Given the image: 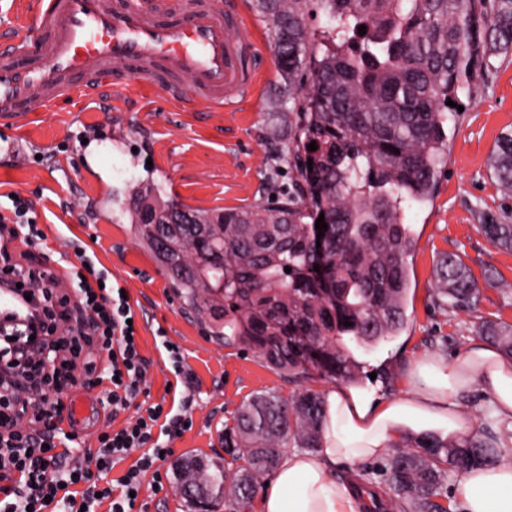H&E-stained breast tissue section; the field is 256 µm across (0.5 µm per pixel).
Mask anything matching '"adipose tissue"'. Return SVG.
Here are the masks:
<instances>
[{"mask_svg":"<svg viewBox=\"0 0 512 512\" xmlns=\"http://www.w3.org/2000/svg\"><path fill=\"white\" fill-rule=\"evenodd\" d=\"M406 390L383 402L330 391L316 451L283 456L257 501L258 512H363L367 493L358 482L338 481L335 468L381 457L403 437L462 442L481 419L461 398L474 388L490 396L486 419L505 434L502 451L488 465L454 476L453 490L465 512H512V358L473 343L455 358L427 355L406 376Z\"/></svg>","mask_w":512,"mask_h":512,"instance_id":"ef3b65f1","label":"adipose tissue"}]
</instances>
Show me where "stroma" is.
I'll return each instance as SVG.
<instances>
[{
  "mask_svg": "<svg viewBox=\"0 0 512 512\" xmlns=\"http://www.w3.org/2000/svg\"><path fill=\"white\" fill-rule=\"evenodd\" d=\"M246 3L256 28L254 63L260 79L253 96L232 111L185 112L164 97H153L145 101L144 111L154 134L118 135L94 110L86 112L84 123H69L74 103L60 100L48 114L33 117L25 133L51 148L62 171L45 169L36 158L18 166L0 152V195L16 192L33 199L39 224L62 226L67 236L92 242L101 263L142 309L140 353L148 362L152 400H159L174 380L157 330H165L181 347L198 404L192 429L172 444L174 452L163 465L167 472L191 453L224 457V423L252 396H289L307 389L325 393L343 385L312 369L277 373L255 353L206 335L184 312L166 273L137 242L130 224L112 221L127 192L143 182L158 185L167 197L191 208H234L287 197L296 171L285 147L299 114L273 115L284 80L275 65L268 23L255 0ZM456 103L461 110L448 122V157L434 194L428 202L405 206L414 237L407 324L399 336L354 351L364 371L356 389L376 399L401 393L407 371L425 354L453 358L477 339L479 323L512 324V250L493 245L481 229L493 220L512 223V201L502 196L490 168L498 137L512 131V58L479 55ZM90 197L97 213L89 218L80 203ZM448 252L462 257L480 289L479 301L465 311L438 304L436 261Z\"/></svg>",
  "mask_w": 512,
  "mask_h": 512,
  "instance_id": "1",
  "label": "stroma"
}]
</instances>
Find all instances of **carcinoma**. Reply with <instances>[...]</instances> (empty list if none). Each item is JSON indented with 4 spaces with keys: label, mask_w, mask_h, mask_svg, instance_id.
<instances>
[{
    "label": "carcinoma",
    "mask_w": 512,
    "mask_h": 512,
    "mask_svg": "<svg viewBox=\"0 0 512 512\" xmlns=\"http://www.w3.org/2000/svg\"><path fill=\"white\" fill-rule=\"evenodd\" d=\"M302 2L257 0V8L273 25L283 99L303 104L287 152L297 171L294 189L310 198L188 208L195 223L169 224L180 206L143 183L132 188L120 216L168 271L182 304L224 346L252 350L285 375L313 368L355 385L359 364L344 339L372 348L406 324L413 240L405 204L426 201L445 164L446 102L456 98L476 51L475 6L473 0H322L334 36L318 56ZM489 2L486 40L511 54L512 0ZM307 68L309 86L299 87L296 77ZM312 142L315 151L308 150ZM491 167L512 198V134L499 139ZM321 214L327 231L319 238ZM482 229L494 245L512 249V224ZM160 235L168 246L160 245ZM436 276L438 293L453 306L469 308L478 299L458 255H443ZM478 333L512 357L511 324L484 321ZM323 417L322 395L312 390L289 399L254 396L224 425L234 470L198 455L183 458L213 474L194 494L248 512L255 478L271 474L290 445L318 447ZM498 452L495 440L397 445L386 467L392 495L371 491L368 512H448L437 502L448 474L470 467L473 456L489 463Z\"/></svg>",
    "instance_id": "obj_1"
}]
</instances>
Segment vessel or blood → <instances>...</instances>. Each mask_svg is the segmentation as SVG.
Masks as SVG:
<instances>
[{"label":"vessel or blood","mask_w":512,"mask_h":512,"mask_svg":"<svg viewBox=\"0 0 512 512\" xmlns=\"http://www.w3.org/2000/svg\"><path fill=\"white\" fill-rule=\"evenodd\" d=\"M0 13V126L20 127L61 99L84 107L122 91L165 95L199 112L250 97L258 70L243 0H18ZM95 397H72L68 431H82Z\"/></svg>","instance_id":"obj_1"}]
</instances>
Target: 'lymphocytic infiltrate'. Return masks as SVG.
<instances>
[{
  "label": "lymphocytic infiltrate",
  "mask_w": 512,
  "mask_h": 512,
  "mask_svg": "<svg viewBox=\"0 0 512 512\" xmlns=\"http://www.w3.org/2000/svg\"><path fill=\"white\" fill-rule=\"evenodd\" d=\"M36 203L21 197L0 204V277L28 294L24 316L0 315V512H146L135 498L143 483L164 491L161 463L191 422L193 375L180 346L161 338L176 380L184 387L179 408L165 401L140 405L149 395L147 362L139 350L137 312L111 272L77 237L68 245L76 299L60 288L52 269L22 263L12 242L43 247L47 235L37 221ZM77 388L99 390L109 419L120 428L100 432L96 448H80L63 429V405ZM28 414L29 426L16 421ZM141 454L118 482L108 474L131 449Z\"/></svg>",
  "instance_id": "lymphocytic-infiltrate-1"
}]
</instances>
